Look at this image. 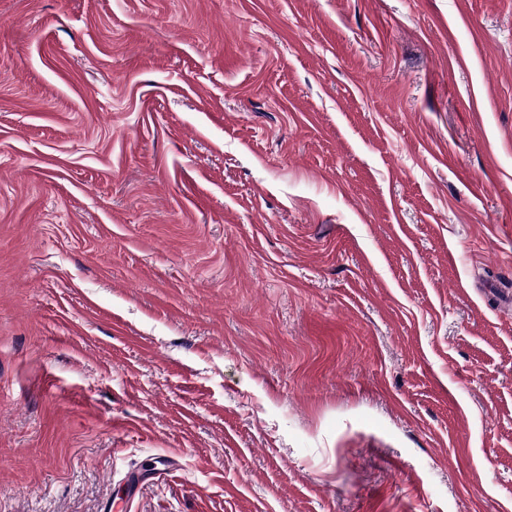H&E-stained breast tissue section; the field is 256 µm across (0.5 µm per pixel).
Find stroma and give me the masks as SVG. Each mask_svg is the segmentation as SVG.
<instances>
[{"mask_svg":"<svg viewBox=\"0 0 512 512\" xmlns=\"http://www.w3.org/2000/svg\"><path fill=\"white\" fill-rule=\"evenodd\" d=\"M512 0H0V512H512Z\"/></svg>","mask_w":512,"mask_h":512,"instance_id":"35a3bbf8","label":"stroma"}]
</instances>
